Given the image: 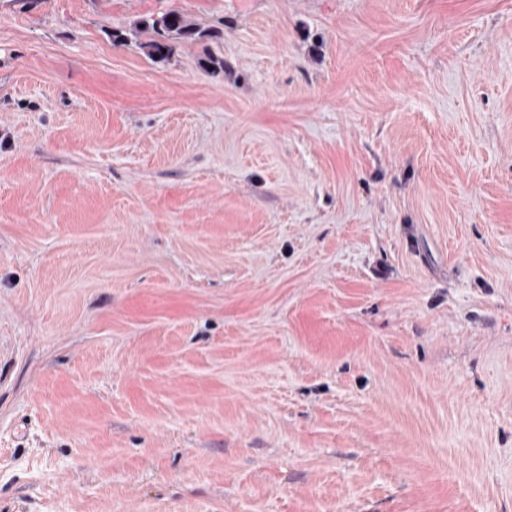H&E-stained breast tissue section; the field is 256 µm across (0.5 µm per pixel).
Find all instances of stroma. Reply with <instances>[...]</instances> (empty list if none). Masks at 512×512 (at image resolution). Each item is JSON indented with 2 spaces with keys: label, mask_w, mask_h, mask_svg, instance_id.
Listing matches in <instances>:
<instances>
[{
  "label": "stroma",
  "mask_w": 512,
  "mask_h": 512,
  "mask_svg": "<svg viewBox=\"0 0 512 512\" xmlns=\"http://www.w3.org/2000/svg\"><path fill=\"white\" fill-rule=\"evenodd\" d=\"M0 512H512V0H0ZM138 30L151 29L153 38L146 44L148 55L155 61L168 60L173 52L172 40L197 41L201 39L220 38V29L201 30L196 24L176 14H167L151 21H140L136 25ZM165 49V53H162Z\"/></svg>",
  "instance_id": "obj_1"
}]
</instances>
